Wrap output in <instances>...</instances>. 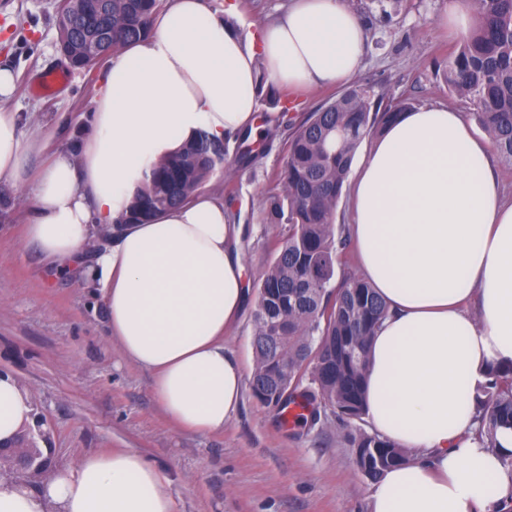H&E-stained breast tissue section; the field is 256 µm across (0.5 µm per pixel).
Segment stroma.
Returning a JSON list of instances; mask_svg holds the SVG:
<instances>
[{
  "mask_svg": "<svg viewBox=\"0 0 512 512\" xmlns=\"http://www.w3.org/2000/svg\"><path fill=\"white\" fill-rule=\"evenodd\" d=\"M245 40L278 19L288 0H233ZM366 23L368 40L355 83L394 100L414 99L462 110L438 70L458 39L437 27L445 0H348ZM57 0H0V69L14 75L12 94L0 113H12L43 149L24 158L25 178L0 181V369L14 373L31 395L35 414L47 420L54 465L110 448H135L165 468L176 512H366L373 487L357 468L349 437L369 431L367 420L341 423L326 414L318 422L284 426L280 410L245 395L223 431L192 434L166 415L150 375L125 361L110 342L101 300L75 269L45 261L23 237L35 206L25 183L56 150L83 141L92 131L97 87L110 72L71 71L66 85L38 95L30 84L57 69ZM334 88L303 94L282 91L278 137L253 146L255 164L233 178L215 174L207 190L224 196L242 242L246 310L224 334V344L252 372L255 286L271 259L270 244L284 227L263 216V201L284 163L290 123L314 111Z\"/></svg>",
  "mask_w": 512,
  "mask_h": 512,
  "instance_id": "1",
  "label": "stroma"
}]
</instances>
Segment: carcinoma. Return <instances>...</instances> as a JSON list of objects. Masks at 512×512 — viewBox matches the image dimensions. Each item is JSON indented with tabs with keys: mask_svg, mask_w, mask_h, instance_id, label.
Here are the masks:
<instances>
[{
	"mask_svg": "<svg viewBox=\"0 0 512 512\" xmlns=\"http://www.w3.org/2000/svg\"><path fill=\"white\" fill-rule=\"evenodd\" d=\"M476 20L442 70L443 83L478 121L500 159L512 169V0H471ZM94 22L56 17L60 52L70 67L89 63L85 48L112 50L149 35L165 0H87ZM412 108L386 101L368 86L355 84L305 114L285 139L284 164L266 198V211L288 226L273 245L272 260L257 284L254 335L274 347L256 350L260 373L251 388L273 383L269 400L282 409L301 403L310 418L330 410L343 421L366 415L364 372L369 338L387 315L386 305L361 277L336 280L338 254L348 236L336 235V211L353 158L369 133L379 132ZM227 139L200 134L175 154L158 160L119 223L141 224L160 211L187 202L215 170L228 163ZM459 402L475 408V434L498 448L497 432L512 429V365L493 371L489 386ZM358 469L377 480L409 461L407 449L378 434L350 437Z\"/></svg>",
	"mask_w": 512,
	"mask_h": 512,
	"instance_id": "obj_1",
	"label": "carcinoma"
}]
</instances>
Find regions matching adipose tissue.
<instances>
[{
    "label": "adipose tissue",
    "instance_id": "ef3b65f1",
    "mask_svg": "<svg viewBox=\"0 0 512 512\" xmlns=\"http://www.w3.org/2000/svg\"><path fill=\"white\" fill-rule=\"evenodd\" d=\"M235 11L203 0H168L151 35L112 58L79 157L53 154L33 180L27 243L79 268L106 310L123 357L148 372L183 431H222L239 409L245 373L224 330L248 302L244 225L220 195L159 213L120 218L155 163L198 133H258L256 56L291 89L341 85L361 64L367 32L347 0H289L283 19L245 48L224 23ZM0 114V180L18 179L24 152L39 150ZM493 149L464 113L415 107L374 137L355 166L348 231L359 272L388 315L369 342L366 417L410 449L411 461L374 484L368 512H505L512 503V430L499 449L476 437L460 391L512 364V201ZM19 379L0 370V444L34 426ZM168 472L135 448L88 453L39 489L0 477V512H175Z\"/></svg>",
    "mask_w": 512,
    "mask_h": 512
}]
</instances>
